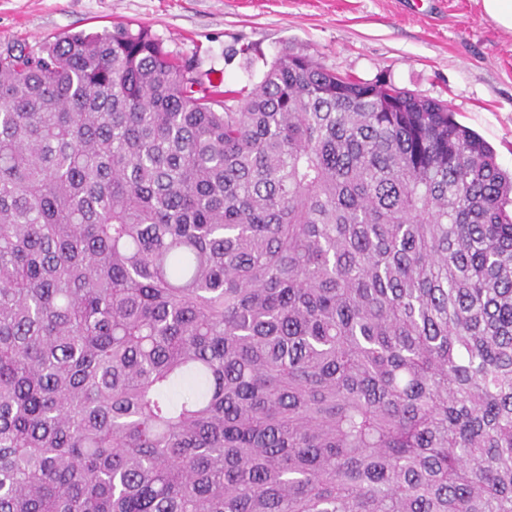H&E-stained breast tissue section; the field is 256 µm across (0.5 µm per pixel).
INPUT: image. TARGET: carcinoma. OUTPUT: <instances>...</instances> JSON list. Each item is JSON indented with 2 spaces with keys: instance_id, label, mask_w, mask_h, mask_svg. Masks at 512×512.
Returning a JSON list of instances; mask_svg holds the SVG:
<instances>
[{
  "instance_id": "cac0c4a2",
  "label": "carcinoma",
  "mask_w": 512,
  "mask_h": 512,
  "mask_svg": "<svg viewBox=\"0 0 512 512\" xmlns=\"http://www.w3.org/2000/svg\"><path fill=\"white\" fill-rule=\"evenodd\" d=\"M0 512H512V174L290 48L0 45Z\"/></svg>"
}]
</instances>
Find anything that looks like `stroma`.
<instances>
[{"label":"stroma","mask_w":512,"mask_h":512,"mask_svg":"<svg viewBox=\"0 0 512 512\" xmlns=\"http://www.w3.org/2000/svg\"><path fill=\"white\" fill-rule=\"evenodd\" d=\"M115 22L148 27L229 89L258 83L287 46L339 74L386 75L447 102L512 171V32L480 0H0V44L34 47Z\"/></svg>","instance_id":"stroma-1"}]
</instances>
